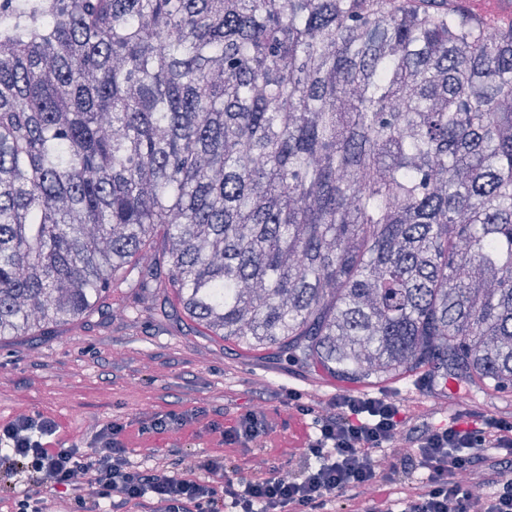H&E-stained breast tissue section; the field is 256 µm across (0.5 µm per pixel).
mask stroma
<instances>
[{"label": "stroma", "instance_id": "obj_1", "mask_svg": "<svg viewBox=\"0 0 512 512\" xmlns=\"http://www.w3.org/2000/svg\"><path fill=\"white\" fill-rule=\"evenodd\" d=\"M337 382L318 367L275 348L249 349L213 335L184 311L173 288L141 294L113 289L103 310L48 332L0 337V422L48 411L77 443L118 418L202 411L195 431L149 435L130 458L149 464L152 452L222 455L227 468L249 473L255 446L223 447L211 431L225 414L253 406L259 391L296 389L329 400Z\"/></svg>", "mask_w": 512, "mask_h": 512}]
</instances>
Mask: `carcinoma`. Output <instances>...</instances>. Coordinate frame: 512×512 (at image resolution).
<instances>
[{"mask_svg": "<svg viewBox=\"0 0 512 512\" xmlns=\"http://www.w3.org/2000/svg\"><path fill=\"white\" fill-rule=\"evenodd\" d=\"M165 282L214 335L350 383L511 391L512 25L448 0H0V336Z\"/></svg>", "mask_w": 512, "mask_h": 512, "instance_id": "obj_1", "label": "carcinoma"}]
</instances>
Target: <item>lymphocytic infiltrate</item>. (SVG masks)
Here are the masks:
<instances>
[{
  "instance_id": "obj_1",
  "label": "lymphocytic infiltrate",
  "mask_w": 512,
  "mask_h": 512,
  "mask_svg": "<svg viewBox=\"0 0 512 512\" xmlns=\"http://www.w3.org/2000/svg\"><path fill=\"white\" fill-rule=\"evenodd\" d=\"M270 402L259 396L225 419L223 444H267ZM279 402L304 418L294 436L301 455L263 460L261 477L228 473L212 455L182 469L166 454L146 467L131 461L133 439L193 427L192 410L115 420L68 447L52 414L18 415L0 423V468L26 481L13 512H95L105 501L114 512L144 502L153 512H325L338 500L349 512H391L388 488L396 484L402 512H512V411L473 405L438 421L409 402L354 388L325 403L292 389ZM47 486L63 499L45 497Z\"/></svg>"
}]
</instances>
